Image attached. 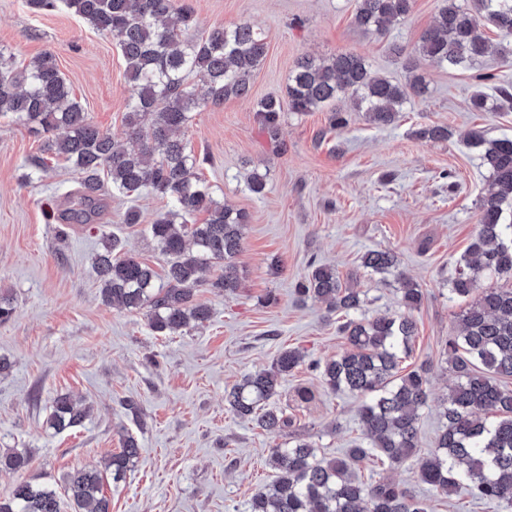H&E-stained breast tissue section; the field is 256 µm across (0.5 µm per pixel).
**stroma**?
<instances>
[{"label": "stroma", "instance_id": "1", "mask_svg": "<svg viewBox=\"0 0 512 512\" xmlns=\"http://www.w3.org/2000/svg\"><path fill=\"white\" fill-rule=\"evenodd\" d=\"M195 35L245 22L268 44L251 77V95L196 112L184 137L215 197L248 215L243 248L235 259L241 287L225 296L200 289L212 317L175 336H161L145 313L103 304L92 265L105 238H121L125 252L155 270L166 259L146 233L166 205L143 193L113 196L106 223L76 226L59 248L49 215L75 172L63 159L28 174V159L42 140L24 123L0 117V291L15 311L0 324V355L12 368L0 377V448H26L33 468L0 471V497L37 475L63 490L72 469L98 465L118 452L121 431L132 432L143 451L117 483L105 482L112 512H245L247 502L274 478L273 448L301 437L320 454L341 456L361 440L359 398L325 387L306 365L284 381L275 404L291 427L266 432L239 419L224 400L246 374L269 367L287 348L308 361L343 353L335 315L323 303L299 299L295 285L310 262L328 264L344 287L360 290L362 315L403 309L395 277L361 265L369 250H390L423 299L414 316L417 334L407 367H432L430 400L420 418L421 454H428L442 425L440 403L453 376L441 352L456 335L464 301H449L448 283L475 234L479 201L489 172L479 148L466 141L474 128L487 138H512V109L473 112L470 71L419 60L429 83L426 97L405 106L388 126L350 115L341 130L328 111L286 113L276 134L260 125L256 105L286 98L288 77L304 55L327 58L353 51L380 75L403 82L407 72L394 50L413 51L434 21L440 0H414L411 12L382 36L363 35L352 24L355 0H187ZM0 47L17 66L52 53L93 121L123 137L129 85L115 41L99 35L65 8L31 11L26 0H0ZM427 125L448 128L445 140L417 137ZM454 174L443 179L442 171ZM266 176L263 193L248 186L251 172ZM140 221L123 223L128 209ZM281 268L272 271L271 257ZM308 388L311 401L299 400ZM67 394L91 409L81 426L57 433L46 426L54 398ZM134 400L142 413L125 410ZM424 499L429 512H496L468 494L429 490L409 469L392 473Z\"/></svg>", "mask_w": 512, "mask_h": 512}]
</instances>
